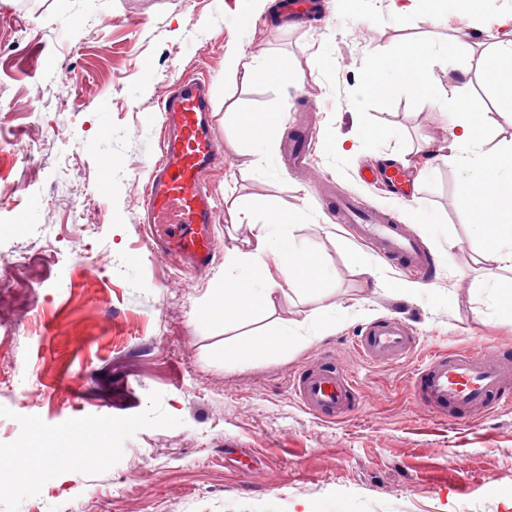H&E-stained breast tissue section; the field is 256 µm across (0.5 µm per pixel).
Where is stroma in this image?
<instances>
[{"label": "stroma", "mask_w": 512, "mask_h": 512, "mask_svg": "<svg viewBox=\"0 0 512 512\" xmlns=\"http://www.w3.org/2000/svg\"><path fill=\"white\" fill-rule=\"evenodd\" d=\"M324 7L320 22L291 27L253 0H0V447L43 469L50 512H512V405L455 424L412 388L436 350L479 343L512 357V319L483 289H512V272L488 259L459 171L438 160L459 117L406 86L366 91L363 77L368 57L395 66L400 43L438 39L450 57L429 82L494 106L478 66L494 30L471 17L399 21L390 0ZM251 56L296 80H244L236 62ZM186 73L209 77L224 144L209 177L220 253L202 275L151 253L142 222L161 105ZM253 112L282 116L280 152L294 129L314 127L318 186L285 164L262 170L240 141ZM389 153L432 162L430 178L403 198L364 184L360 167ZM339 191L422 240L436 266L423 293L402 294L419 276L337 223L326 203ZM264 205L295 224L328 280L241 320L210 318L232 213ZM418 209L437 223H416ZM331 307L336 323L320 335L273 359L248 354L249 341ZM393 317L416 351L371 365L357 336ZM326 351L359 378L358 411L336 422L291 390ZM76 435L88 442L78 470L49 467Z\"/></svg>", "instance_id": "35a3bbf8"}]
</instances>
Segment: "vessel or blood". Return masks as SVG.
I'll use <instances>...</instances> for the list:
<instances>
[{"instance_id": "b4317fda", "label": "vessel or blood", "mask_w": 512, "mask_h": 512, "mask_svg": "<svg viewBox=\"0 0 512 512\" xmlns=\"http://www.w3.org/2000/svg\"><path fill=\"white\" fill-rule=\"evenodd\" d=\"M162 112L160 157L146 185V245L175 258L182 267L205 269L217 253V206L208 176L224 162L223 144L213 131L208 80L199 76L178 79ZM362 180L401 194L406 174L382 166L363 175ZM332 207L340 223L352 227L360 240L377 245L388 260L430 278L429 256L396 216L362 207L344 195L337 196ZM356 347L366 361L390 365L410 357L416 340L403 321L388 318L362 329ZM293 389L305 410L323 420L347 418L359 406L354 375L330 352L299 371ZM413 391L430 413L458 420L472 411L512 402V359L479 345L435 353L417 370Z\"/></svg>"}]
</instances>
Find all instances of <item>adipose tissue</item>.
Wrapping results in <instances>:
<instances>
[{
  "label": "adipose tissue",
  "instance_id": "ef3b65f1",
  "mask_svg": "<svg viewBox=\"0 0 512 512\" xmlns=\"http://www.w3.org/2000/svg\"><path fill=\"white\" fill-rule=\"evenodd\" d=\"M396 18L424 15L428 19L470 11L478 0H391ZM490 21L500 33L481 60L483 78L499 104L498 113L512 121V0H503ZM397 69L381 66L378 59L364 65L369 87L398 83L422 93L432 106L451 102L461 121L452 136L448 165L461 169L469 195L486 200L480 211L481 229L490 259L499 269L512 271V142L488 156L478 149L489 117L480 101L470 97L449 98L448 89L429 87L426 77L448 61V47L441 42L401 43ZM235 224L248 227L238 246L224 254V283L212 297L213 317L239 316L258 307L270 308L277 295L303 285L320 287L324 275L322 259L306 251L274 210L256 214L242 209Z\"/></svg>",
  "mask_w": 512,
  "mask_h": 512
}]
</instances>
